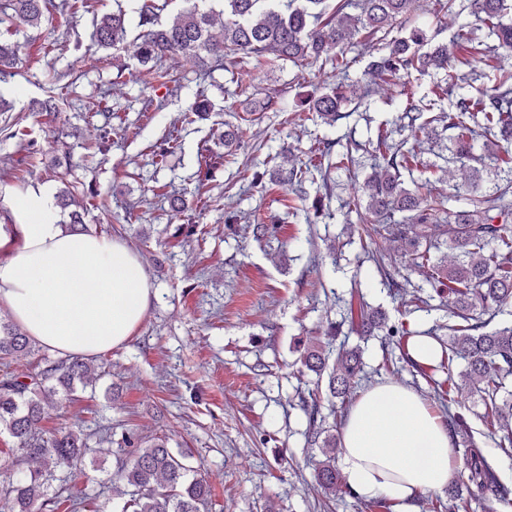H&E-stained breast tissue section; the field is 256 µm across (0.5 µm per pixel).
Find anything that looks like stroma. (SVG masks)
<instances>
[{"instance_id": "1", "label": "stroma", "mask_w": 512, "mask_h": 512, "mask_svg": "<svg viewBox=\"0 0 512 512\" xmlns=\"http://www.w3.org/2000/svg\"><path fill=\"white\" fill-rule=\"evenodd\" d=\"M439 8V0H417L413 15L439 41L452 42L457 58L467 57L469 41L483 44L485 60L464 88L477 95L493 85L500 51L468 13L445 16V29L436 31L432 19ZM92 22V14L71 17L63 0H52L40 27L20 38L23 66L0 82V96L12 105L0 112V211L36 185L54 193L71 188L80 197L97 191L108 208L90 210L88 226L137 251L156 290L137 335L102 354L110 375L47 409L46 427L81 433L93 449V464L68 470L72 493L86 495L83 512H117L121 500L112 477L127 458L119 442L134 431L167 435L172 448L189 453L211 486L210 512H358L350 498L327 499L315 486L313 462L320 452L307 442L301 400L317 377L302 371L296 347L322 338L328 323H336L334 348L362 350L368 383L381 381L377 367L392 356L399 360L395 381L430 401L431 384L395 346L361 335L349 304L353 293L363 294L389 323L403 320L428 335L447 323L448 309L434 299L428 309L405 313L397 290L351 230L344 203L369 173V160L350 172L332 171V197L313 224L303 210L283 207L287 189L263 177V161L286 146L305 158L322 142L366 141L379 126L405 122V95L388 82L364 99L363 55L343 80L347 118L329 125L314 116L300 124L292 115L315 89L313 68L262 61L253 87L277 104L245 124L243 142L231 156L214 162L209 192L199 200L193 192L201 156L213 147L219 124L242 122L246 90L230 73L204 80L185 66L181 91L167 96L161 111H143L147 92L132 64L137 24H130L129 40L119 48L96 51L90 47ZM462 28L468 40L454 41ZM52 68L73 69L75 76L73 84L53 88L60 104L55 116L30 109L32 100L43 98ZM200 94L212 104L209 119L183 125V113ZM106 123L114 129L110 150L88 153L86 143ZM18 127L43 146L41 163L28 165L10 136ZM61 128L72 148V168L63 179L55 175L54 138ZM169 134L181 147L165 166H155L147 147ZM254 172L262 175L255 188L249 179ZM178 200L185 204L180 212L173 208ZM258 220L279 225L276 238L256 242L251 225ZM188 224L196 225L195 234H186ZM467 403L483 455L512 490V455L485 437L478 397ZM107 431L108 443L102 439Z\"/></svg>"}]
</instances>
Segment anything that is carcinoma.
<instances>
[{"instance_id":"1","label":"carcinoma","mask_w":512,"mask_h":512,"mask_svg":"<svg viewBox=\"0 0 512 512\" xmlns=\"http://www.w3.org/2000/svg\"><path fill=\"white\" fill-rule=\"evenodd\" d=\"M49 0H0V14L24 28H37ZM189 5L170 22L160 20L168 0H142L138 7V27L134 59L145 87L161 88L171 95L180 88L177 68H164L157 60L177 56L203 68L209 75L215 71H231L240 82L251 80L245 69L246 58L266 57L271 62L290 61L312 65L322 59L330 61L332 73H323L318 87L310 95L307 109L296 113L297 120H308L316 112L328 124L349 117L342 111L346 101L343 85L337 77L350 68L347 53L355 38L369 52L364 70L368 77L365 95L379 80L407 78L429 70L444 74L440 94H455L468 74L451 64L450 47L446 43L431 44L426 30L411 24L409 14L415 0H187ZM446 14L472 13L495 38L497 47L512 56V4L508 0H445ZM407 30L404 37H394V30ZM128 34L126 10L121 4L96 17L91 34L97 50L115 49ZM385 43L387 51H375V44ZM22 66L19 45L0 40V77L15 75ZM406 92L404 112L417 113L409 122L394 128L380 127L374 137L361 143L351 141L343 151L333 153L328 144L320 151L326 163L313 165L300 162L290 167L277 163L279 154L266 156L264 165L271 166L272 179L302 193L303 184L317 172L325 196L319 197L307 214L308 222L317 220L324 198L331 196L330 174L333 170L351 171L356 164L354 153L362 151L372 160V172L359 193L347 202L348 213L356 215L366 243L365 251L377 271L391 280L406 297L403 305L421 309L429 306L431 297L412 292L396 281L401 270L416 273L437 295L448 297L450 317L448 342L441 343L439 363L416 365L419 373L439 369L447 371V385L436 384L434 395L448 410V427L464 447L463 469L466 481L450 484L445 489L448 500L468 503L485 502V512H499V507L512 504V493L500 484L494 470L473 439L470 407L459 399L467 392L481 397L488 434L496 437L497 447L512 450V391L507 381L512 376V323L493 329L488 326L496 311L512 305V158L500 155L497 146L512 144V66L499 68L490 89L476 97L456 94L446 112H434L436 102L415 98ZM210 104L199 96L183 115L187 125L208 119ZM458 132L449 150L455 158L474 160L465 197L444 196L433 190L432 181L413 175L421 145L442 140L441 133ZM240 125H229L217 137V144L232 147L243 139ZM400 140H395L394 135ZM178 138L167 135L152 145V158L162 163L178 149ZM490 181L492 191H483ZM58 206L69 210L72 230L88 231L83 213L105 203L86 204L71 191L58 197ZM399 245L402 268L387 270L377 240ZM446 246L453 260L432 252ZM357 319L362 334L379 332L395 340L402 358H407L405 345L414 332L401 321L387 324L386 316L360 301ZM329 341H312L299 349V361L308 371L327 376L326 399L331 407H348L357 392L355 384L365 375L362 352L358 348L333 354L330 340L336 336V325L324 332ZM35 344L9 316L0 315V427L15 440L22 457L39 462V467L21 471L0 491V512H49L57 491L65 489L64 469L82 463L92 453L83 437L64 428L44 429L45 407L59 395L85 388L109 374L104 363L69 357L52 361L42 357L45 366L21 369L13 358L33 351ZM465 361V369L453 376L454 361ZM309 420V442L318 446L321 459L315 463L313 478L324 492L355 497L336 468V426H323L317 419L320 395L309 394L303 400ZM120 447L132 449V459L117 471L124 486L120 512H209L211 489L195 470L190 455L174 450L160 436H142L135 432L122 435ZM466 488L467 495L460 493Z\"/></svg>"}]
</instances>
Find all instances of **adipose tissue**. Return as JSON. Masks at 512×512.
I'll return each mask as SVG.
<instances>
[{"label": "adipose tissue", "instance_id": "ef3b65f1", "mask_svg": "<svg viewBox=\"0 0 512 512\" xmlns=\"http://www.w3.org/2000/svg\"><path fill=\"white\" fill-rule=\"evenodd\" d=\"M155 296L126 241L66 231L50 191L30 188L0 218V309L31 339L61 355L90 358L128 342ZM346 484L395 512H419L420 496L458 475L446 422L395 381L358 394L341 425Z\"/></svg>", "mask_w": 512, "mask_h": 512}]
</instances>
